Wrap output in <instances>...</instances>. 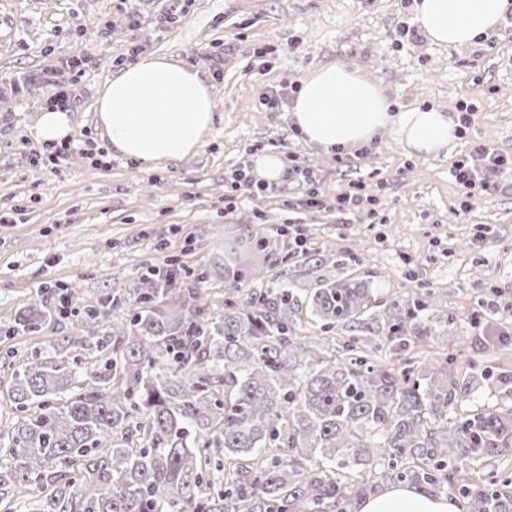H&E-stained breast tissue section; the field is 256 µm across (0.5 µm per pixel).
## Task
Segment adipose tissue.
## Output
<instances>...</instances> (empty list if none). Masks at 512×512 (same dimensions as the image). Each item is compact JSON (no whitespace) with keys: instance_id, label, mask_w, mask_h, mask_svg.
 <instances>
[{"instance_id":"ef3b65f1","label":"adipose tissue","mask_w":512,"mask_h":512,"mask_svg":"<svg viewBox=\"0 0 512 512\" xmlns=\"http://www.w3.org/2000/svg\"><path fill=\"white\" fill-rule=\"evenodd\" d=\"M506 0H419L416 21L432 42L471 43L495 28ZM383 88L357 71L329 63L303 81L289 109L294 127L324 151L371 144L394 131L412 154L433 155L452 142L455 121L437 108L391 112ZM95 116L113 152L152 169L179 164L201 149L214 123L206 73L161 56L144 55L117 71L97 97ZM359 512H462L446 497L395 485L367 498Z\"/></svg>"}]
</instances>
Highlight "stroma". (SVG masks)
<instances>
[{
  "instance_id": "stroma-1",
  "label": "stroma",
  "mask_w": 512,
  "mask_h": 512,
  "mask_svg": "<svg viewBox=\"0 0 512 512\" xmlns=\"http://www.w3.org/2000/svg\"><path fill=\"white\" fill-rule=\"evenodd\" d=\"M413 15L401 0H0V83L48 75L33 93L0 101V323L45 304L46 282L66 287L76 311L106 295L131 310L137 276L168 257L178 271H205L202 297L223 296L225 245L294 218L303 245L287 248L290 279L352 274L379 301H425L429 315L451 320L447 335L420 344L435 361L512 372V189L469 198L450 173L459 160L482 166L470 151L477 141L512 156V38L495 28L460 47L426 36L397 44L399 22ZM135 46L211 73L214 126L198 154L153 170L118 156L98 167L78 152L56 169L32 165L37 117L60 91L72 102L71 139L108 147L95 101ZM77 51L92 61L82 76L66 67ZM330 62L383 86L396 109L433 106L456 118L464 105L473 119L436 155L407 154L391 131L367 147L323 151L294 131L287 108L266 110L258 95L300 86ZM268 152L292 155L329 198L364 182L375 216L361 224L331 207L292 208L288 180L225 212L238 162ZM324 247L339 266L311 263ZM43 345L0 335L1 401L14 368Z\"/></svg>"
}]
</instances>
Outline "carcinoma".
<instances>
[{
    "label": "carcinoma",
    "mask_w": 512,
    "mask_h": 512,
    "mask_svg": "<svg viewBox=\"0 0 512 512\" xmlns=\"http://www.w3.org/2000/svg\"><path fill=\"white\" fill-rule=\"evenodd\" d=\"M252 290L240 295L242 283ZM136 309L101 337L116 298L87 304L12 372L0 425V503L20 512H353L376 474L470 512H512V471L475 468L512 452V406L465 408L471 379L450 357H407L443 318L423 302L383 312L355 278L299 288L224 265V314L198 289L144 273ZM180 295L176 303L167 298ZM72 315L32 305L7 323L33 335ZM337 331L321 348L308 322ZM386 347L398 356L384 364ZM97 360L86 366L76 351Z\"/></svg>",
    "instance_id": "carcinoma-1"
}]
</instances>
